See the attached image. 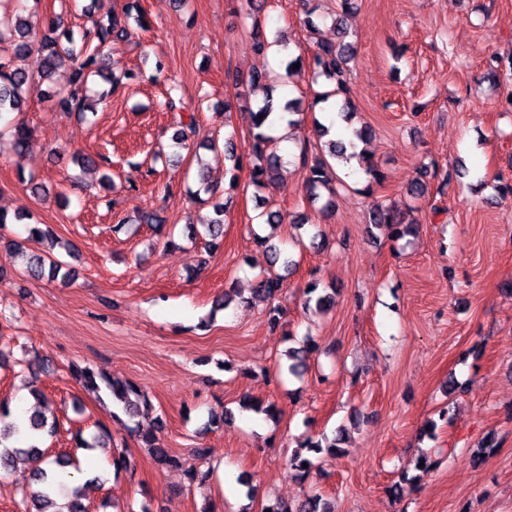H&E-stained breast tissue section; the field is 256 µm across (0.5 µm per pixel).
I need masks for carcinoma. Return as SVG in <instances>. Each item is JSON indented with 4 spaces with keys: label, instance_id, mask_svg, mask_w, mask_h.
<instances>
[{
    "label": "carcinoma",
    "instance_id": "obj_1",
    "mask_svg": "<svg viewBox=\"0 0 512 512\" xmlns=\"http://www.w3.org/2000/svg\"><path fill=\"white\" fill-rule=\"evenodd\" d=\"M145 14L139 0H127L123 15L106 14L92 20V25L78 33L65 27L61 18L56 17L48 22L41 33L34 34L29 20L22 15L11 18L0 16V118L5 114L22 111L27 100L34 94L50 99V93L43 89V84L52 79L56 70L67 66L72 70V81L69 91L58 99L64 108L86 114L96 111V101L87 94L89 84L100 77L110 84V88L99 93L103 101L112 95L120 84L121 79L107 63L112 44L126 40L130 36L131 25L146 29L143 22ZM337 41L320 44L308 60V65L315 78H323L330 88L317 93L320 102H327L334 97H342L339 112L343 120L350 122L355 115L349 98L348 64L355 55V47L346 41V32L342 27V19L336 18ZM252 49L257 55H265L269 49L279 45V37L268 38L262 27L254 25L252 32ZM42 54V73L36 78L27 73L19 65V61L32 51ZM239 88L238 99L250 109L252 118L251 142L248 153H238L236 144L228 139L224 141V155L232 162L228 170L231 179H236L235 172L248 168L250 184L256 194H261L272 185L278 183L281 170V157L269 151L273 137L262 131L264 117L274 112L273 78L270 74L254 73L246 78H236ZM355 140L347 143L328 140L324 147L316 150L308 145L301 146L298 155L299 165L306 170L305 197L309 203L320 199L325 202L320 208L324 218L332 216L335 204L336 174L332 161L350 162L356 160L359 167L369 176L366 191H371L372 184L382 182L383 173L374 160L373 154L365 147L370 130L362 127L353 131ZM8 137L10 148L17 155L27 152L31 131L21 122L14 123L8 132L0 130V138ZM229 201L217 202L213 205L214 218L203 225L204 235L208 237L206 252H211L217 242L224 238V211ZM369 223L387 231L393 240H400L416 234V227L404 222L401 213L392 207L382 204L375 205L370 212ZM7 245L22 252L25 267L22 272L29 277L40 279L48 277L52 280L59 276L67 278L71 271L61 272L62 262L52 255L43 256L37 253L22 251L21 243L10 240ZM312 289L307 291L309 299L315 300L318 309L328 307L333 299L329 292L319 293V283L308 282ZM281 278L259 276L249 291V297L240 298V303L254 306L265 304L266 315L271 325L275 326L280 320L282 309L274 304L277 295L282 291ZM313 350L312 343L305 341L300 348L290 351L289 357L293 364L289 367L296 374L306 367L308 355ZM73 378L82 387L98 394L100 402H109L112 406V420L122 423L127 431L135 434L148 448L156 464L164 469L178 465L177 458L168 449L157 443L154 432L141 430L136 418L146 415L152 410V402L148 394L137 385L116 378L109 373L90 365L71 368ZM9 406L0 403V473L6 474L20 461H38L46 467L33 469V483L36 488L25 495L24 512H88L83 503L87 485L75 486L60 505L55 499L56 484L49 479V474L61 475L63 470L72 465L67 454L52 455L48 449L40 447L43 440L56 436L59 432L58 421H48L47 418L33 414L28 418V429L35 436V441L24 446L5 445L19 433V427L10 420ZM326 452L331 455H342L345 449L335 443L322 446L321 443L309 439L301 442L299 448L291 455L288 466L301 477H309L315 467L313 456ZM307 467H302V464ZM271 512H331L329 504L320 496L309 497L302 502L291 505L279 502L271 507Z\"/></svg>",
    "mask_w": 512,
    "mask_h": 512
}]
</instances>
